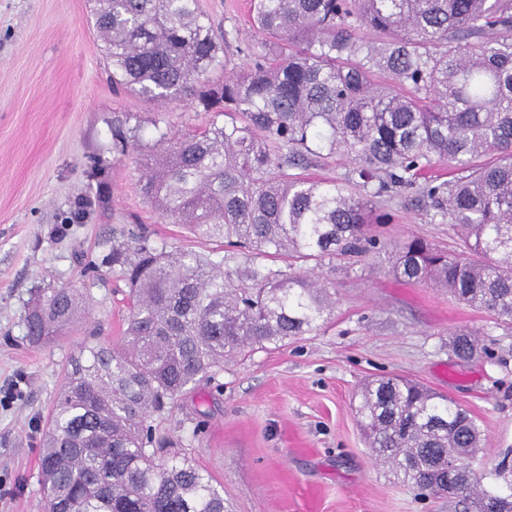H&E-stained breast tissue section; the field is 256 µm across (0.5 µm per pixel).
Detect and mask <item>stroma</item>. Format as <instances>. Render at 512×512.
Here are the masks:
<instances>
[{"label":"stroma","mask_w":512,"mask_h":512,"mask_svg":"<svg viewBox=\"0 0 512 512\" xmlns=\"http://www.w3.org/2000/svg\"><path fill=\"white\" fill-rule=\"evenodd\" d=\"M224 34L211 79L242 71L258 36L250 0H199ZM90 0H0V512H46L39 457L66 368L88 333L125 329L128 284L112 266L130 235L156 248L221 258L215 241L169 223L140 194L116 133L152 140L212 120L199 102H148L115 88ZM377 250L320 269L336 311L320 331L225 362L157 419L171 452L224 489V512H456L419 498L376 463L354 411L361 386L400 375L448 395L477 417L476 467L512 448V329L447 290L396 280L386 251L421 237L455 251L459 238L421 187L375 199ZM75 286L85 316L43 343L27 336L33 294ZM478 332L487 356L461 363L448 349Z\"/></svg>","instance_id":"35a3bbf8"}]
</instances>
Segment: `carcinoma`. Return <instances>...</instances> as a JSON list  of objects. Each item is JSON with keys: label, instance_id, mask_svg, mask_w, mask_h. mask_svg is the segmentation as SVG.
I'll use <instances>...</instances> for the list:
<instances>
[{"label": "carcinoma", "instance_id": "obj_1", "mask_svg": "<svg viewBox=\"0 0 512 512\" xmlns=\"http://www.w3.org/2000/svg\"><path fill=\"white\" fill-rule=\"evenodd\" d=\"M252 5L253 64L214 85L205 79L220 46L199 0H106L91 11L112 82L152 102L198 99L215 113L173 136L155 120L147 153L136 133L117 148L134 160L143 197L227 255L217 262L143 238L112 247L130 284L127 327L114 344L87 341L70 362L40 453L47 512H224L211 478L185 459L156 458L154 416L224 360L321 330L336 300L314 271L377 248L368 204L437 162L451 166L450 179L423 194L463 248L448 254L414 237L391 272L512 327V36L494 34L512 29V0ZM336 155L353 163L340 179L289 172ZM228 259L240 260L247 286L224 274ZM77 297L71 285L40 292L28 336L41 341L77 322ZM452 352L479 355L474 334L456 333ZM355 411L372 453L402 482L464 512H512V461L474 469L482 431L455 400L381 378L362 387ZM445 455L462 464L439 467Z\"/></svg>", "mask_w": 512, "mask_h": 512}]
</instances>
